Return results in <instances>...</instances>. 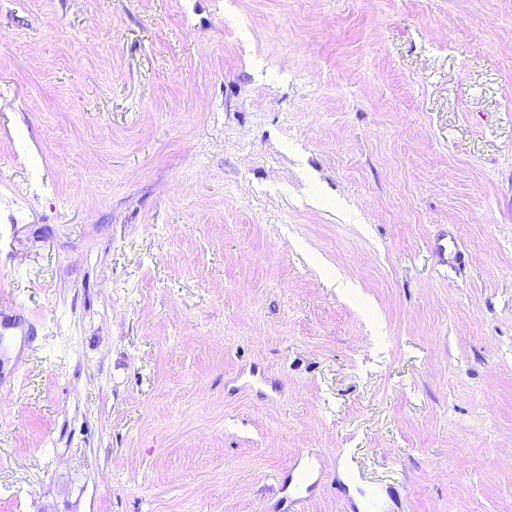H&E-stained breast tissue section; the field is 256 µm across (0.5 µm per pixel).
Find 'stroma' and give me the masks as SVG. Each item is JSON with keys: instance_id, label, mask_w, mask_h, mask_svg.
<instances>
[{"instance_id": "obj_1", "label": "stroma", "mask_w": 512, "mask_h": 512, "mask_svg": "<svg viewBox=\"0 0 512 512\" xmlns=\"http://www.w3.org/2000/svg\"><path fill=\"white\" fill-rule=\"evenodd\" d=\"M0 302V512H512V0H0Z\"/></svg>"}]
</instances>
